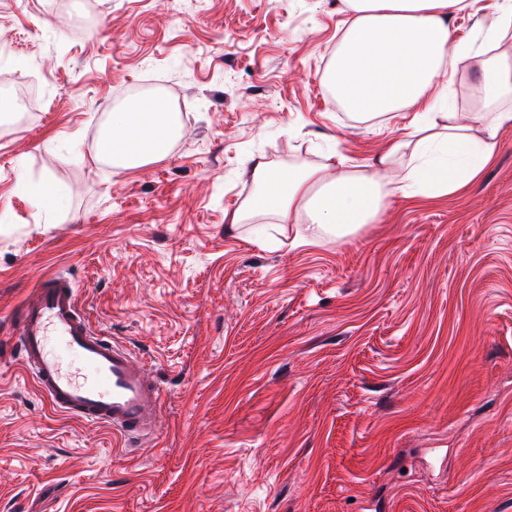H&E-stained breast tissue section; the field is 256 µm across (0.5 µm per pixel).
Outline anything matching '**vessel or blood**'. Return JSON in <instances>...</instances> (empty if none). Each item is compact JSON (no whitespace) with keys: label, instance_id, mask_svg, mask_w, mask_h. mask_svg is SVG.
<instances>
[{"label":"vessel or blood","instance_id":"vessel-or-blood-1","mask_svg":"<svg viewBox=\"0 0 512 512\" xmlns=\"http://www.w3.org/2000/svg\"><path fill=\"white\" fill-rule=\"evenodd\" d=\"M10 322L21 369L52 409L131 443L156 434L157 385L128 347L92 325L71 279H41Z\"/></svg>","mask_w":512,"mask_h":512}]
</instances>
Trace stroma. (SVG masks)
I'll use <instances>...</instances> for the list:
<instances>
[{"label": "stroma", "instance_id": "stroma-1", "mask_svg": "<svg viewBox=\"0 0 512 512\" xmlns=\"http://www.w3.org/2000/svg\"><path fill=\"white\" fill-rule=\"evenodd\" d=\"M340 0H0V512H512V126L467 188L391 198L343 239L232 228L250 155L366 162L320 79ZM184 101L171 154L124 172L94 145L149 78ZM54 182V205L19 177ZM161 392L126 446L53 411L8 315L49 273Z\"/></svg>", "mask_w": 512, "mask_h": 512}]
</instances>
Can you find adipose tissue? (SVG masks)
Listing matches in <instances>:
<instances>
[{"label":"adipose tissue","instance_id":"adipose-tissue-1","mask_svg":"<svg viewBox=\"0 0 512 512\" xmlns=\"http://www.w3.org/2000/svg\"><path fill=\"white\" fill-rule=\"evenodd\" d=\"M480 0H343L347 26L322 82L353 121L401 119L368 163L350 168L327 155L324 162L276 169L248 158L244 170L255 185L226 219L243 224L272 215L281 224L305 225L300 243L321 234L344 238L374 222L390 198L442 196L476 180L496 153V132L512 125V107L456 112L452 83L438 84L458 64L477 69L496 98L512 97V0H499L480 46L455 42L451 21L475 15ZM483 122L485 134L473 133ZM183 120L165 96L128 98L112 110L97 144V158L116 171L166 158L181 138Z\"/></svg>","mask_w":512,"mask_h":512}]
</instances>
